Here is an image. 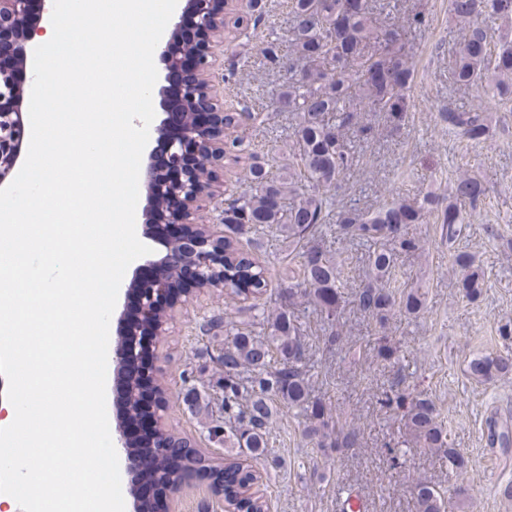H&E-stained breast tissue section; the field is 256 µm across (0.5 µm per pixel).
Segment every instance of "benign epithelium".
I'll return each instance as SVG.
<instances>
[{
	"label": "benign epithelium",
	"instance_id": "benign-epithelium-1",
	"mask_svg": "<svg viewBox=\"0 0 512 512\" xmlns=\"http://www.w3.org/2000/svg\"><path fill=\"white\" fill-rule=\"evenodd\" d=\"M53 0H0V188L8 186L23 165L29 140V108L20 83L29 75L17 63L32 56L33 35L51 19ZM224 28V0H185L171 35L182 42V55L171 52L165 40L159 59L167 71L178 69L183 59L192 67L181 98L167 104L165 117L153 127L157 140L165 144L166 164L159 168L148 156L140 181L145 192L142 234L162 247L140 260L132 274L124 300H135L138 316H119L112 347L119 411L112 434L124 459L125 470L134 475L137 459L129 451L131 426L146 424V435L167 430L168 403L157 366L156 340L168 331L173 313L189 306L197 294L224 290V280L207 284L206 276L224 273V231L216 225L199 224L194 212L204 199L214 200L211 183L215 168L224 161V109L210 96L203 74L210 68L211 37ZM179 268L184 291L170 294L169 274ZM139 376L149 382L151 399L140 400L137 417H130L125 381ZM255 475L244 466L220 475L209 485L211 496L224 499V512H247L253 497L247 494ZM134 484V512H151L154 502L146 497L140 482Z\"/></svg>",
	"mask_w": 512,
	"mask_h": 512
}]
</instances>
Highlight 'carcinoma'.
<instances>
[{
    "label": "carcinoma",
    "instance_id": "carcinoma-1",
    "mask_svg": "<svg viewBox=\"0 0 512 512\" xmlns=\"http://www.w3.org/2000/svg\"><path fill=\"white\" fill-rule=\"evenodd\" d=\"M291 38L288 55L270 43L264 56L274 67L286 69L279 104L296 115L295 150L288 166L278 172L256 160L247 178L251 191L232 199L224 208V226L232 234L274 228L288 237V245L315 236L327 223L332 201L329 191L337 188L354 163L348 134L365 139L371 127L360 124V112L350 108L351 99L368 112H384L393 127L401 125L408 112L407 94L415 79V66L405 53L401 33L395 27L379 28L373 18L371 0H288ZM512 21V0H448V22L460 32L456 83L481 85L493 98L512 97V35H501L496 21ZM440 118L468 141H486L493 129L491 112L453 111ZM487 196L481 177L469 170L458 173L448 186V202L426 195L422 201L406 199L385 204L369 215L355 208L338 213L336 222L343 235L370 247L369 278L358 289L356 304L383 324L398 311L419 316L425 296L418 288L396 293L391 289L400 254L420 249V241L403 230L406 224H423L438 213L446 225L448 242L463 236L465 205L472 207ZM297 268L288 279V305L262 315L267 332L255 336L247 327L231 325L216 361L222 368L217 380L202 388H185L183 401L196 407L199 400L217 408L216 425L208 437L218 443L246 449L256 458L271 457L269 432L278 405L301 410L309 420V434L320 448H352L358 442L354 430L333 424L325 399L313 394L303 370L305 347L301 340L298 307L308 303L335 323L342 309L344 264L318 245L297 254ZM245 269L224 270V284L235 288L234 278L254 279L253 293L267 287L265 268L257 256L239 255ZM453 269L462 296L473 302L485 287V274L475 258L459 253ZM377 360L392 363L397 347L387 337L375 347ZM470 375L485 381L512 374V354L474 358ZM380 404L401 414L415 445L439 452L448 459L451 473L460 476L467 462L448 443V431L438 420L431 400L412 396L393 385L381 394ZM138 456L139 479L156 482L165 478L183 482L202 469L221 467L199 454L182 448L160 450L150 442L133 443ZM413 494L417 512H446L440 492L428 481L416 482Z\"/></svg>",
    "mask_w": 512,
    "mask_h": 512
}]
</instances>
